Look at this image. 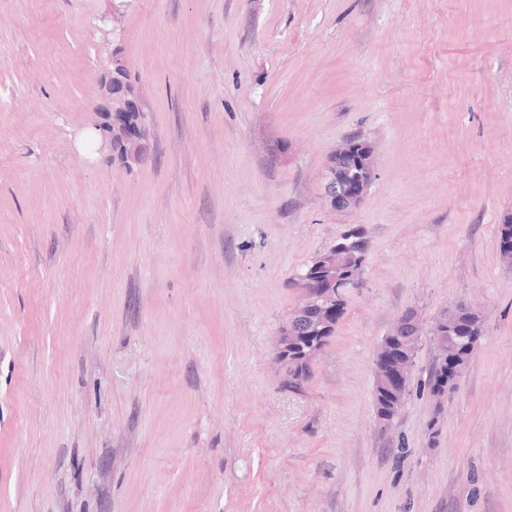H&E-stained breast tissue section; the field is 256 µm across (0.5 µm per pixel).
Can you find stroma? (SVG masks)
Returning <instances> with one entry per match:
<instances>
[{
  "mask_svg": "<svg viewBox=\"0 0 512 512\" xmlns=\"http://www.w3.org/2000/svg\"><path fill=\"white\" fill-rule=\"evenodd\" d=\"M116 59L134 165L92 135ZM353 136L377 175L337 210ZM510 218L512 0H0V512H512ZM352 228L359 283L288 389L290 281ZM461 304L454 389L422 336L381 427L382 339ZM346 165L356 169L355 177L340 173ZM331 167H336V178L330 176ZM375 177L371 146L358 137L350 138L336 148L327 167L325 190L330 205L337 210H346L359 204ZM483 328L482 315L466 306H460L458 313L445 314L436 319L427 333L436 347H461L458 364L463 369L483 334ZM437 342L440 344L437 345ZM456 379L448 375V364L441 363L438 358L435 360L430 372V386L432 392L442 396L455 387ZM374 398L377 417L386 418L390 424L398 415L401 402L383 378L374 371Z\"/></svg>",
  "mask_w": 512,
  "mask_h": 512,
  "instance_id": "obj_1",
  "label": "stroma"
}]
</instances>
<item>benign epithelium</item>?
<instances>
[{
    "label": "benign epithelium",
    "mask_w": 512,
    "mask_h": 512,
    "mask_svg": "<svg viewBox=\"0 0 512 512\" xmlns=\"http://www.w3.org/2000/svg\"><path fill=\"white\" fill-rule=\"evenodd\" d=\"M114 69L108 72L104 82V105L97 111L94 129L102 143L112 149L117 145L125 147V157L138 161L145 151L146 116L141 112L137 96L128 89L126 82L117 78L115 69L120 64L113 63ZM329 166L336 169V177L325 174L328 201L337 210H346L359 204L367 195L376 177L371 146L358 137H352L336 148ZM300 299L291 317L283 326V334H288L293 324L315 310H323L333 316L331 296L319 288L317 282L304 277L297 282ZM416 350L405 349L394 354L387 349L380 351L376 367L391 379L397 391H404L412 373Z\"/></svg>",
    "instance_id": "benign-epithelium-1"
}]
</instances>
